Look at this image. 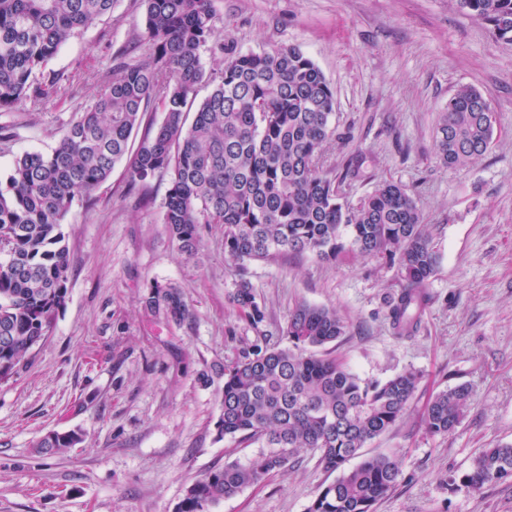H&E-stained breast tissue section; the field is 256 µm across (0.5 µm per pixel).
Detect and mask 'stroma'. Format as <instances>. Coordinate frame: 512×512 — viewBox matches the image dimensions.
<instances>
[{"label": "stroma", "mask_w": 512, "mask_h": 512, "mask_svg": "<svg viewBox=\"0 0 512 512\" xmlns=\"http://www.w3.org/2000/svg\"><path fill=\"white\" fill-rule=\"evenodd\" d=\"M217 40L242 52L300 48L336 95L342 134L329 150L337 171L360 166L346 188L357 201L382 179L417 198L440 263L417 332L397 336L385 302L395 267L310 254L252 262L266 309L260 327L229 303L235 272L224 227L206 225L196 257L181 255L164 223L168 176L131 188L124 164L67 214L70 251L64 308L19 373L0 382V512H175L188 484L255 444L218 439L219 367L253 346L287 345L301 301L336 309L349 333L332 354L368 381L413 369L422 379L400 422L364 454L398 452L401 475L374 512H512V480L478 492L456 477L483 448L512 443V45L496 42L456 0H213ZM141 0H115L109 15L63 45L40 78L46 95L0 111V180L16 157L49 154L95 97L123 49L145 60ZM480 89L499 124L470 167H443L434 127L460 86ZM182 288L190 321L167 324L144 307L152 285ZM213 374L202 385L201 372ZM471 391L464 417L430 434L424 408L436 392ZM84 441L47 457L52 430ZM293 468L224 500L211 512H307L334 473L312 451Z\"/></svg>", "instance_id": "1"}]
</instances>
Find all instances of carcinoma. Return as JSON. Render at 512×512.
Segmentation results:
<instances>
[{"mask_svg":"<svg viewBox=\"0 0 512 512\" xmlns=\"http://www.w3.org/2000/svg\"><path fill=\"white\" fill-rule=\"evenodd\" d=\"M142 2L149 60L118 53L97 97L53 152L16 158L0 185V382L18 374L65 304L66 215L120 162L133 187L170 177L164 224L186 257L202 245L201 225H224V255L237 272L231 303L253 327L265 322L266 312L250 280L252 262L288 254L333 262L350 253L397 267L402 288L388 297L387 317L397 335H412L439 254L405 185L384 179L357 203L346 199L342 186L358 169L348 166L338 175L326 163L340 133L333 124L335 92L320 68L297 47L242 53L228 45L220 47L224 67L208 71L203 53L217 23L212 0ZM113 3L0 0V109L42 99L38 76L49 60ZM457 3L496 41L512 43V0ZM203 84L210 92L198 102ZM150 112L163 113L162 122H144ZM497 124L480 90L459 87L434 128L442 165L461 169L483 156ZM144 307L178 325L191 315L186 295L173 286H152ZM348 332L336 310L303 301L290 313L287 346L256 345L218 372L224 378L218 439L257 443L264 451L191 482L176 512H210L295 462L303 449L339 472L308 512H373L398 481L400 457L376 454L348 463L402 419L420 374L406 370L384 382L366 381L319 353ZM469 400L465 385L436 393L424 411L427 431L450 433ZM81 442L77 430L51 431L36 447L53 457ZM509 478L512 444H497L481 449L459 482L479 492Z\"/></svg>","mask_w":512,"mask_h":512,"instance_id":"1","label":"carcinoma"}]
</instances>
